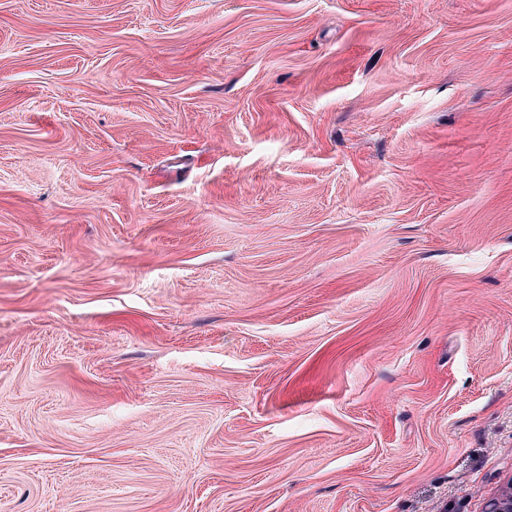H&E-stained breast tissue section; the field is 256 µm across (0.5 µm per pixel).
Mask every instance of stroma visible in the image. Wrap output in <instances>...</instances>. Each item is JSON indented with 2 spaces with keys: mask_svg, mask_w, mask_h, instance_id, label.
<instances>
[{
  "mask_svg": "<svg viewBox=\"0 0 512 512\" xmlns=\"http://www.w3.org/2000/svg\"><path fill=\"white\" fill-rule=\"evenodd\" d=\"M511 488L512 0H0V512Z\"/></svg>",
  "mask_w": 512,
  "mask_h": 512,
  "instance_id": "1",
  "label": "stroma"
}]
</instances>
